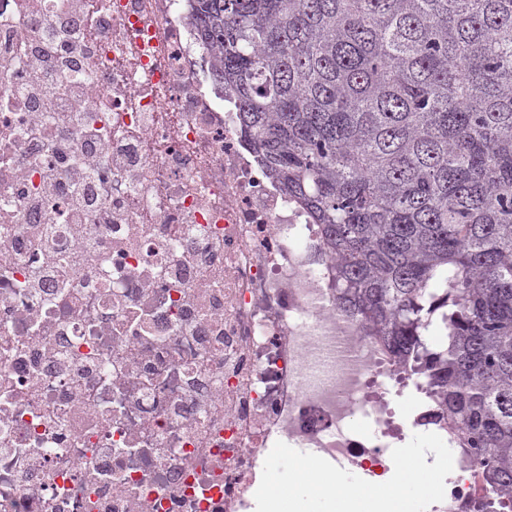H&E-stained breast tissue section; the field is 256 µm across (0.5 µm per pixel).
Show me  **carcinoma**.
I'll use <instances>...</instances> for the list:
<instances>
[{
	"instance_id": "obj_1",
	"label": "carcinoma",
	"mask_w": 512,
	"mask_h": 512,
	"mask_svg": "<svg viewBox=\"0 0 512 512\" xmlns=\"http://www.w3.org/2000/svg\"><path fill=\"white\" fill-rule=\"evenodd\" d=\"M187 2L336 307L512 496V0Z\"/></svg>"
}]
</instances>
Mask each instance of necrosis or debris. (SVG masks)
Returning <instances> with one entry per match:
<instances>
[{
	"mask_svg": "<svg viewBox=\"0 0 512 512\" xmlns=\"http://www.w3.org/2000/svg\"><path fill=\"white\" fill-rule=\"evenodd\" d=\"M211 67L185 0H0V512H250L276 442L373 476L416 433L453 453L439 512H482Z\"/></svg>",
	"mask_w": 512,
	"mask_h": 512,
	"instance_id": "4bbe7bcc",
	"label": "necrosis or debris"
}]
</instances>
